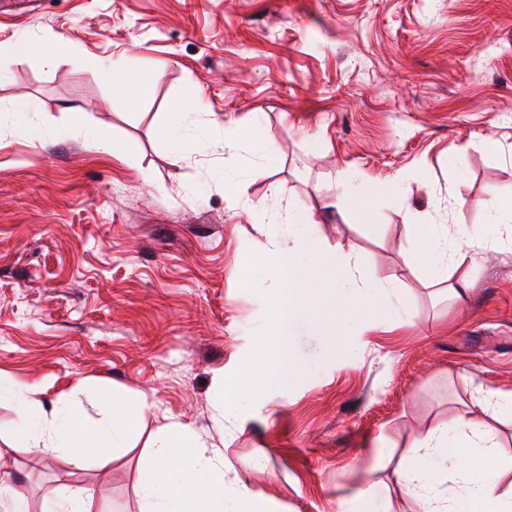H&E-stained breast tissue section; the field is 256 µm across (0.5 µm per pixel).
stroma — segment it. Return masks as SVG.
<instances>
[{
  "label": "stroma",
  "mask_w": 512,
  "mask_h": 512,
  "mask_svg": "<svg viewBox=\"0 0 512 512\" xmlns=\"http://www.w3.org/2000/svg\"><path fill=\"white\" fill-rule=\"evenodd\" d=\"M22 37L70 53L10 58ZM118 57L152 78L137 102L93 66ZM179 100L201 104L189 134L205 148L179 154L163 137ZM77 111L121 153L74 131ZM251 116L277 150L257 180L248 144L224 147L225 125ZM228 175L243 183L236 209ZM367 176L397 180L405 210L378 201L370 227L320 210L339 181ZM510 200L512 0H0V483L22 487L30 512L65 481L92 490L91 512H139L168 414L280 512H349L416 433L478 391L512 392V242L454 271L473 285L462 304L401 258L407 220L474 235L485 203ZM306 207L320 210L312 246L356 249L395 297L339 324V356L298 320L302 377L223 420L221 379L275 289L255 259ZM103 393L148 402L107 464L37 465L14 445L27 399L90 421Z\"/></svg>",
  "instance_id": "1"
}]
</instances>
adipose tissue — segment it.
Here are the masks:
<instances>
[{"label": "adipose tissue", "instance_id": "adipose-tissue-1", "mask_svg": "<svg viewBox=\"0 0 512 512\" xmlns=\"http://www.w3.org/2000/svg\"><path fill=\"white\" fill-rule=\"evenodd\" d=\"M248 139L252 159L250 177L265 176L277 155L263 135L258 120L247 130L231 131L225 148H235L238 138ZM396 182L364 180L340 183L327 207L349 211L355 220L368 223L373 204L395 193ZM487 233H449L444 224H413L412 250L403 254L405 265L425 261L428 285H446L456 299H463L467 283H452L449 272L503 239H512V203H490ZM101 420L84 423L74 408L61 406L30 410L14 430V441L35 453L54 448L75 462L104 458L127 448L144 400L104 394L99 399ZM512 412V393L484 391L476 408L459 409L450 422H439L413 438L409 455L392 470L395 491L417 502L420 512H512V486L501 485L500 443L491 418ZM140 512H273L262 487L228 479L224 451L207 445L200 435L174 419L159 428L139 484Z\"/></svg>", "mask_w": 512, "mask_h": 512}]
</instances>
